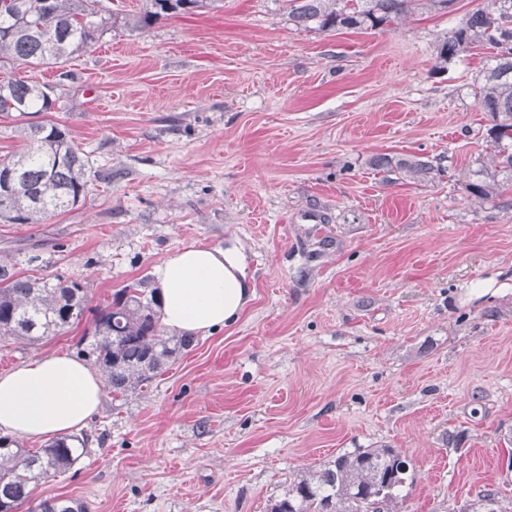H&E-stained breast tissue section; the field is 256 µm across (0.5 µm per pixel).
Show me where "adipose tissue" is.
Listing matches in <instances>:
<instances>
[{"instance_id": "ef3b65f1", "label": "adipose tissue", "mask_w": 512, "mask_h": 512, "mask_svg": "<svg viewBox=\"0 0 512 512\" xmlns=\"http://www.w3.org/2000/svg\"><path fill=\"white\" fill-rule=\"evenodd\" d=\"M249 256L189 245L154 269L161 322L180 336H204L233 324L254 295ZM104 385L83 361L47 354L0 375V432L34 439L72 434L98 411Z\"/></svg>"}]
</instances>
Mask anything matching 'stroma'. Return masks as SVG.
I'll return each mask as SVG.
<instances>
[{"mask_svg": "<svg viewBox=\"0 0 512 512\" xmlns=\"http://www.w3.org/2000/svg\"><path fill=\"white\" fill-rule=\"evenodd\" d=\"M429 4L382 31L297 27L288 0H221L141 30L146 0L67 63L52 115L113 173L43 224L0 223V266L81 280L90 305L183 246L241 241L254 298L144 392L105 398L86 452L34 501L90 512H267L299 471L359 448L413 466L404 512L512 498V191L490 164L472 81L483 50L437 67L482 4ZM440 167L413 182L378 156ZM91 316L0 341V374L78 356ZM33 512H87L86 506L73 499H45L40 501Z\"/></svg>", "mask_w": 512, "mask_h": 512, "instance_id": "35a3bbf8", "label": "stroma"}]
</instances>
